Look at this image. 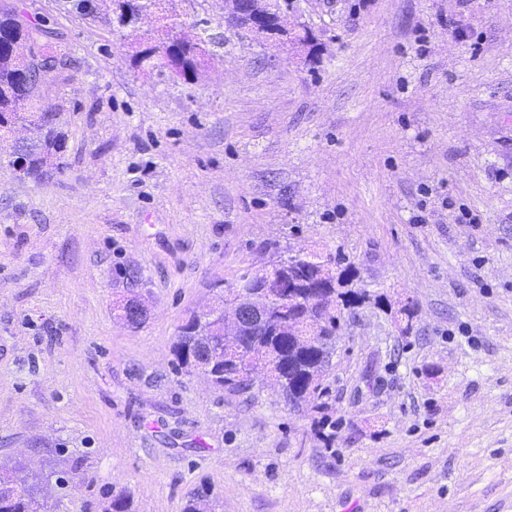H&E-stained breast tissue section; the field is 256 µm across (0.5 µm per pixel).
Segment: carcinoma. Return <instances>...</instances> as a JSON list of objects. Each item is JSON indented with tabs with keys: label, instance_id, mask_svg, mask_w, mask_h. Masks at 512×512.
Here are the masks:
<instances>
[{
	"label": "carcinoma",
	"instance_id": "1",
	"mask_svg": "<svg viewBox=\"0 0 512 512\" xmlns=\"http://www.w3.org/2000/svg\"><path fill=\"white\" fill-rule=\"evenodd\" d=\"M169 0H143L167 30V40L156 45L142 38L131 44V61L144 75H199L216 56L224 37L208 32L207 21L192 23L198 29L193 37L182 34L185 22L168 12ZM52 31L32 21L25 8L14 3L0 5V141L9 139L15 123L29 124L33 137L27 145L13 146V153L29 167L47 174L46 168L61 169L58 163L65 134L49 122L38 107L48 79L34 74L46 61L58 57L45 42ZM255 290L277 297L267 318L244 336H226L210 323L190 316L181 326L173 347L178 369L187 373L206 362L214 387L246 393L255 382L241 375L248 364L263 367L279 385L286 404L294 409H323L319 403L327 392L323 373L336 353L342 311L359 306L363 298L344 291L351 279V268L329 252L313 251L307 257H288L262 272L245 271ZM210 489L192 493L183 512H207ZM0 512H45L37 497V483L25 478H0Z\"/></svg>",
	"mask_w": 512,
	"mask_h": 512
}]
</instances>
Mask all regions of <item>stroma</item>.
I'll return each instance as SVG.
<instances>
[{
	"mask_svg": "<svg viewBox=\"0 0 512 512\" xmlns=\"http://www.w3.org/2000/svg\"><path fill=\"white\" fill-rule=\"evenodd\" d=\"M23 2L69 62L40 102L66 148L33 181L0 145V476L49 512H182L203 483L214 512H512V0H289L311 55L175 0L224 36L195 80L132 68L152 18ZM313 250L365 297L323 412L176 370L192 312Z\"/></svg>",
	"mask_w": 512,
	"mask_h": 512,
	"instance_id": "1",
	"label": "stroma"
}]
</instances>
